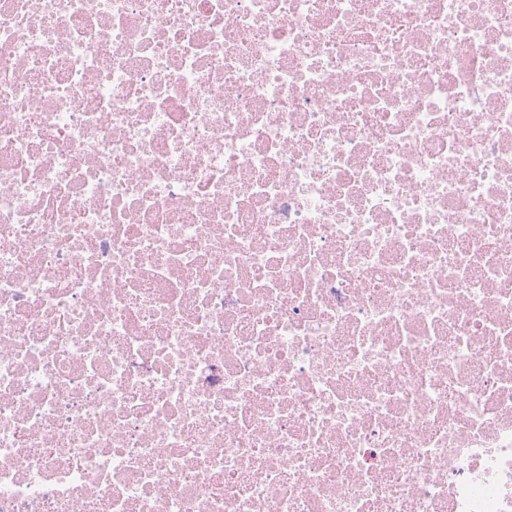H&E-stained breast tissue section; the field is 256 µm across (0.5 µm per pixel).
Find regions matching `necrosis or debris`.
<instances>
[{"label":"necrosis or debris","mask_w":512,"mask_h":512,"mask_svg":"<svg viewBox=\"0 0 512 512\" xmlns=\"http://www.w3.org/2000/svg\"><path fill=\"white\" fill-rule=\"evenodd\" d=\"M0 512H512V0H0Z\"/></svg>","instance_id":"obj_1"}]
</instances>
